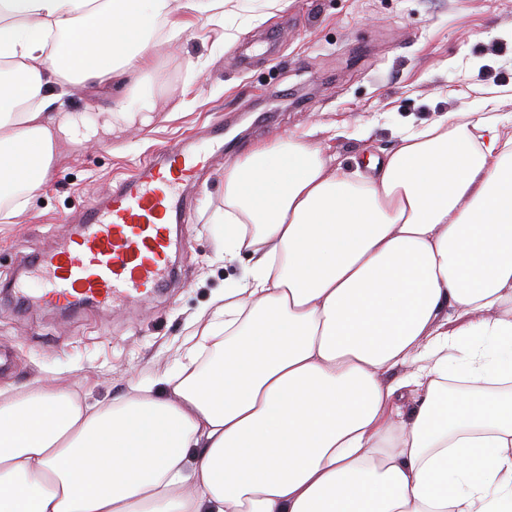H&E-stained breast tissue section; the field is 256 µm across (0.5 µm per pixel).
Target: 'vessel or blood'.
<instances>
[{
  "label": "vessel or blood",
  "instance_id": "vessel-or-blood-1",
  "mask_svg": "<svg viewBox=\"0 0 512 512\" xmlns=\"http://www.w3.org/2000/svg\"><path fill=\"white\" fill-rule=\"evenodd\" d=\"M209 150L166 143L114 190L93 200L64 241L37 259L41 288L17 281L23 303L70 309L151 298L172 278L170 226L186 206L183 187L224 150V127Z\"/></svg>",
  "mask_w": 512,
  "mask_h": 512
}]
</instances>
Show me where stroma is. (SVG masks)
Segmentation results:
<instances>
[{
  "label": "stroma",
  "instance_id": "stroma-1",
  "mask_svg": "<svg viewBox=\"0 0 512 512\" xmlns=\"http://www.w3.org/2000/svg\"><path fill=\"white\" fill-rule=\"evenodd\" d=\"M225 26L200 24L155 48L145 78L157 102L144 131L85 146L61 161L17 223L0 226V388L67 384L95 397L172 369L201 315L250 267L224 256V172L255 142L298 134L343 166L391 151L400 130L448 112H479L490 97L512 113V0H245ZM224 153L188 189L173 234L178 287L147 301L69 313L19 305L3 289L24 262L56 248L87 202L105 195L168 141L195 150L213 124Z\"/></svg>",
  "mask_w": 512,
  "mask_h": 512
}]
</instances>
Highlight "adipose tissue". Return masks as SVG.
I'll return each instance as SVG.
<instances>
[{
  "instance_id": "obj_1",
  "label": "adipose tissue",
  "mask_w": 512,
  "mask_h": 512,
  "mask_svg": "<svg viewBox=\"0 0 512 512\" xmlns=\"http://www.w3.org/2000/svg\"><path fill=\"white\" fill-rule=\"evenodd\" d=\"M240 0H0V224L63 142L150 126L169 9ZM126 85L98 112L70 88ZM512 115L447 113L367 172L298 136L224 175L242 282L181 368L89 401L0 389V512H512ZM399 378H392L395 369Z\"/></svg>"
}]
</instances>
